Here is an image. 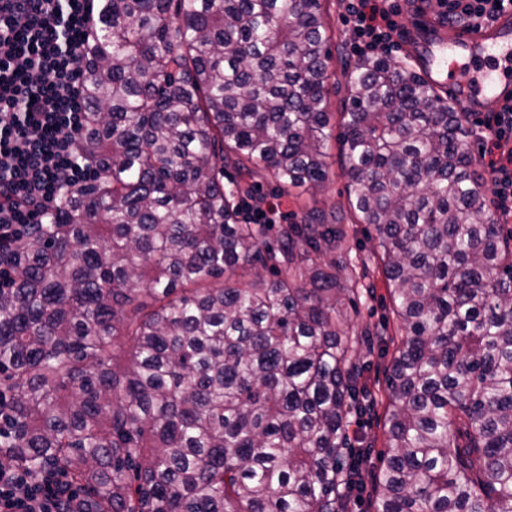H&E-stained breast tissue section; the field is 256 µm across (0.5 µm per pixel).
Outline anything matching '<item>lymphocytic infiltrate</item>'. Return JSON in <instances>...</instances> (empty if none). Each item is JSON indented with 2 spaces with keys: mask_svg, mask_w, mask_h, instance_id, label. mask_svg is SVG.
<instances>
[{
  "mask_svg": "<svg viewBox=\"0 0 512 512\" xmlns=\"http://www.w3.org/2000/svg\"><path fill=\"white\" fill-rule=\"evenodd\" d=\"M358 57L385 52L399 34L397 0H341ZM91 0H0V244L43 223L66 189L92 172L76 145L87 105L81 94ZM440 19L494 22L512 0H437ZM483 167L499 207L512 216V104L479 121ZM81 492L63 474L0 471V512H77Z\"/></svg>",
  "mask_w": 512,
  "mask_h": 512,
  "instance_id": "f902f5d3",
  "label": "lymphocytic infiltrate"
}]
</instances>
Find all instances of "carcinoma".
I'll return each mask as SVG.
<instances>
[{
	"label": "carcinoma",
	"mask_w": 512,
	"mask_h": 512,
	"mask_svg": "<svg viewBox=\"0 0 512 512\" xmlns=\"http://www.w3.org/2000/svg\"><path fill=\"white\" fill-rule=\"evenodd\" d=\"M327 40L321 0H94L96 178L3 251L1 470L65 472L89 512H348L364 492L350 417L379 332L345 309L370 264L343 217L245 224L224 186L229 166L283 195L327 180ZM345 85L334 137L401 336L375 512H512V230L454 100L383 56Z\"/></svg>",
	"instance_id": "carcinoma-1"
}]
</instances>
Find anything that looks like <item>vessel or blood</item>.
I'll return each mask as SVG.
<instances>
[{"label":"vessel or blood","mask_w":512,"mask_h":512,"mask_svg":"<svg viewBox=\"0 0 512 512\" xmlns=\"http://www.w3.org/2000/svg\"><path fill=\"white\" fill-rule=\"evenodd\" d=\"M411 47L432 84L457 91V100L469 116L482 118L512 102V88L499 87L496 79H467V61L482 53L512 55V13L480 28L445 31L424 19L410 39Z\"/></svg>","instance_id":"b4317fda"}]
</instances>
